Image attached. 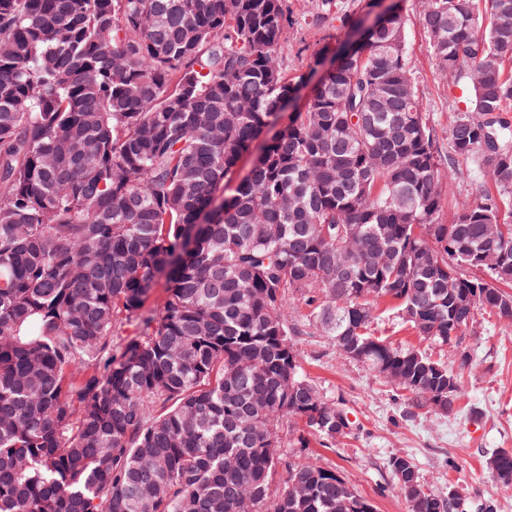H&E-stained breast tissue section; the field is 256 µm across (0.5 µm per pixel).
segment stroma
Wrapping results in <instances>:
<instances>
[{"mask_svg":"<svg viewBox=\"0 0 512 512\" xmlns=\"http://www.w3.org/2000/svg\"><path fill=\"white\" fill-rule=\"evenodd\" d=\"M302 24L291 30L279 49L289 71L305 73L319 39L344 41L348 30L335 16L320 24L309 22V0H292ZM406 36L410 64L424 112L436 131L440 154L448 152V130L459 106L460 92L448 87L432 61L412 0H405ZM300 296L288 299V315L300 332L293 338L304 373L326 399L339 403L356 428L338 439L335 448L319 445L290 447L293 435L282 428L283 454L297 464H316L337 473L374 506V512H407L403 494L386 462L393 455L411 456L424 483L439 492L458 488L463 498L453 512H478L491 500L497 512H512V485L497 483L486 460L499 448H512V321L478 310L460 343L450 347L419 339L391 306L375 314L371 329L399 347L425 350L435 360L463 372L464 391L456 413L435 415L412 409L390 384L375 379L365 365L342 359L321 329L308 325ZM469 353L461 363V353Z\"/></svg>","mask_w":512,"mask_h":512,"instance_id":"35a3bbf8","label":"stroma"}]
</instances>
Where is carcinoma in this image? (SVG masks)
Returning <instances> with one entry per match:
<instances>
[{
    "instance_id": "obj_1",
    "label": "carcinoma",
    "mask_w": 512,
    "mask_h": 512,
    "mask_svg": "<svg viewBox=\"0 0 512 512\" xmlns=\"http://www.w3.org/2000/svg\"><path fill=\"white\" fill-rule=\"evenodd\" d=\"M289 2L0 0V512H373L332 468L290 464L273 489L284 424L294 448L351 435L297 361L288 296L434 414L461 373L372 335L373 312L441 345L480 309L512 320V0H418L463 93L448 167L492 183L446 222L399 2L317 43L331 66L301 103ZM489 251L483 281L470 255ZM387 468L408 512L454 507L412 458ZM487 468L512 484V449Z\"/></svg>"
}]
</instances>
